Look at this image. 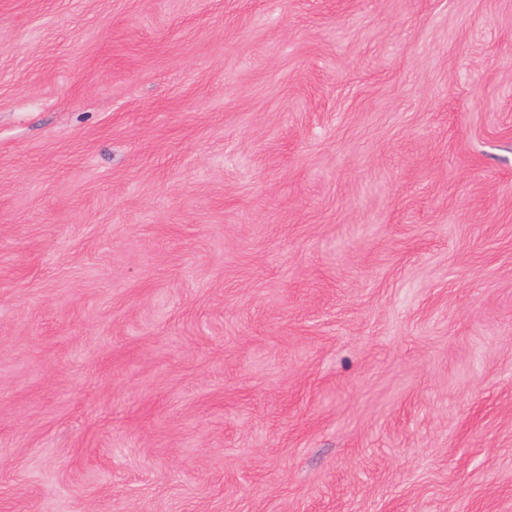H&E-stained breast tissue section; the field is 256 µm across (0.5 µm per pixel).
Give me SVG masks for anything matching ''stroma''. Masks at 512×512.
Returning <instances> with one entry per match:
<instances>
[{"instance_id":"35a3bbf8","label":"stroma","mask_w":512,"mask_h":512,"mask_svg":"<svg viewBox=\"0 0 512 512\" xmlns=\"http://www.w3.org/2000/svg\"><path fill=\"white\" fill-rule=\"evenodd\" d=\"M0 512H512V0H0Z\"/></svg>"}]
</instances>
